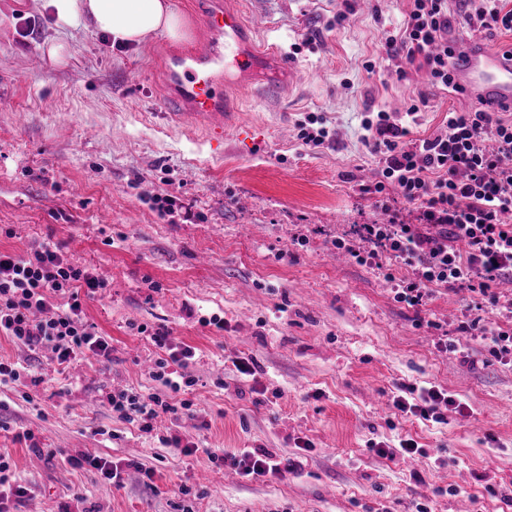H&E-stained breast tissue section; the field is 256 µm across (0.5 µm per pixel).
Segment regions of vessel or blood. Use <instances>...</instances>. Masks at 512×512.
Masks as SVG:
<instances>
[{
	"instance_id": "obj_1",
	"label": "vessel or blood",
	"mask_w": 512,
	"mask_h": 512,
	"mask_svg": "<svg viewBox=\"0 0 512 512\" xmlns=\"http://www.w3.org/2000/svg\"><path fill=\"white\" fill-rule=\"evenodd\" d=\"M196 34L192 43L173 50L168 67L172 99L177 110L171 120L203 129L210 140L224 139L229 114L226 82H251L258 67V52L248 33L251 24L238 12L224 9L219 0L195 5ZM454 42L464 49L451 71L468 94L490 107H512V47H473L466 32Z\"/></svg>"
}]
</instances>
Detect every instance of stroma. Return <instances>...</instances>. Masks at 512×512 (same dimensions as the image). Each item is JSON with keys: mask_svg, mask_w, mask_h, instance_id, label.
Here are the masks:
<instances>
[{"mask_svg": "<svg viewBox=\"0 0 512 512\" xmlns=\"http://www.w3.org/2000/svg\"><path fill=\"white\" fill-rule=\"evenodd\" d=\"M222 3L261 15L254 36L280 56L264 77L282 92L230 86L235 125L215 148L166 125L172 40L118 48L91 27L56 26L41 0H0V97L12 103L0 112V250L27 256L49 239L101 275L108 286L84 313L112 343L111 360L85 357L61 375L51 350L0 338V359L42 377L0 385V448L30 488L11 512H178L184 485L200 494L196 512H512V361L458 331L479 315L512 326V312L445 287L414 312L394 300L409 269L363 266L334 245L383 213L359 192L379 177L367 109L391 112L418 139L474 99L432 86L423 70L365 71L408 0H370L342 22V0ZM53 43L66 46L62 60L49 58ZM418 94L428 102L413 122L405 111ZM309 112L326 117L329 145L298 140ZM160 195L196 221L161 218ZM142 325L196 352L190 408L159 414L148 433L105 402L115 389H161ZM239 359L254 363L253 380L241 381ZM412 387L454 398L443 422L395 408ZM27 430L39 451L21 440ZM175 435L203 451L161 444ZM405 437L423 455L377 453ZM210 448H260L300 469L251 480L215 470ZM78 454L123 464L122 484L72 465Z\"/></svg>", "mask_w": 512, "mask_h": 512, "instance_id": "obj_1", "label": "stroma"}]
</instances>
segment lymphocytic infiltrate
<instances>
[{"instance_id": "1", "label": "lymphocytic infiltrate", "mask_w": 512, "mask_h": 512, "mask_svg": "<svg viewBox=\"0 0 512 512\" xmlns=\"http://www.w3.org/2000/svg\"><path fill=\"white\" fill-rule=\"evenodd\" d=\"M409 2L399 31L385 36L386 60L402 76L411 68L426 70L437 87L454 84L448 71L452 24L474 35L512 31V0H460L454 18L448 0ZM363 128L380 171L378 180L362 186V193L386 205L390 191H398L416 206L418 221L361 224L357 236L364 249L341 239L336 247L362 265L377 268L389 256L411 268V277L399 281L394 299L412 310L425 306L434 286L464 288L498 305L493 286L501 278H512V118L501 108L452 109L433 136L416 140L408 127L380 110L364 119ZM104 286L88 269L69 263L61 244L41 243L26 258L0 251V337L32 351L51 349L62 370L90 354L111 360V344L83 311L84 296ZM459 331L479 338L492 353L512 355V330L490 318L462 323ZM149 339L165 353L156 362L153 379L175 393L192 386V379L174 380L168 366L187 368L194 350L176 344L162 327ZM106 401L113 413L145 432L159 413L178 410L159 394L144 396L127 389L112 390ZM205 452L213 463L233 467L246 478L282 477L297 469L295 461L256 448Z\"/></svg>"}]
</instances>
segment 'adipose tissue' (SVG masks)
Here are the masks:
<instances>
[{"label": "adipose tissue", "instance_id": "adipose-tissue-1", "mask_svg": "<svg viewBox=\"0 0 512 512\" xmlns=\"http://www.w3.org/2000/svg\"><path fill=\"white\" fill-rule=\"evenodd\" d=\"M43 7L55 24L90 26L121 47L139 46L157 36L181 40L188 33L172 0H44Z\"/></svg>", "mask_w": 512, "mask_h": 512}]
</instances>
